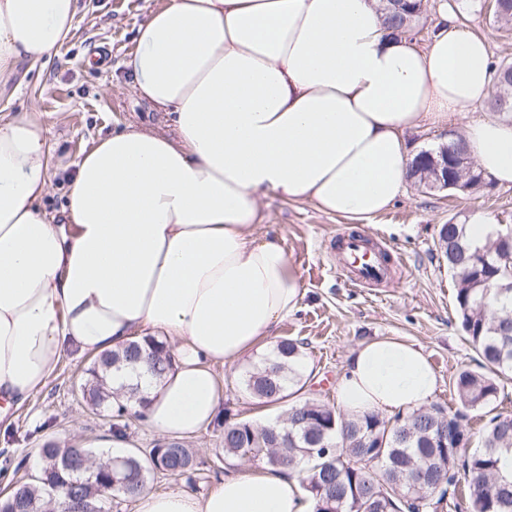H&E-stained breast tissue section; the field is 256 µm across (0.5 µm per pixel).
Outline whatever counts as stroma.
<instances>
[{
  "mask_svg": "<svg viewBox=\"0 0 512 512\" xmlns=\"http://www.w3.org/2000/svg\"><path fill=\"white\" fill-rule=\"evenodd\" d=\"M160 3L79 0L74 34L58 56L44 66L22 65L17 88L0 95L1 104L16 111L46 113L54 123L50 138L57 169L42 201L46 210L60 213L78 157L99 136L130 123H160V113L128 88L125 71L138 25ZM484 3L447 0L446 5H433L416 25L417 44L428 43L448 6L462 26L487 39L494 61L512 62V32L492 24ZM95 49L107 54L106 63L99 67L88 63ZM478 211L489 214L498 227L512 225V186L490 181L480 190L455 193L429 192L411 184L387 211L366 221L346 220L308 204L293 206L274 197L263 201V220L254 236L282 235L303 284L298 310L281 322L264 347L273 349L284 337L301 341L302 364L313 375L302 397L335 403L336 385L352 350L369 339L397 336L421 347L428 356L439 379L435 403L456 408L452 380L462 369L477 368L479 357L461 328L455 278L440 259L436 240L441 225L462 223ZM342 230L361 234L396 257L386 283L354 288L338 273V233ZM89 360V354L64 349L46 384L12 409L9 425L0 424V497L12 482L34 472L29 465L18 471L6 469V459L30 457L33 449L48 441L66 443L75 430L84 435L111 433L112 416L93 411L80 392ZM261 362V356L254 355L232 367L215 365L224 386L223 409L232 418L262 424L275 421L281 413V406L258 404L243 387L245 372ZM222 433V427L213 424L187 438L200 463L194 482L155 474L149 490L166 493L188 487L206 491L227 468Z\"/></svg>",
  "mask_w": 512,
  "mask_h": 512,
  "instance_id": "35a3bbf8",
  "label": "stroma"
}]
</instances>
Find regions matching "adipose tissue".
Here are the masks:
<instances>
[{"label":"adipose tissue","instance_id":"1","mask_svg":"<svg viewBox=\"0 0 512 512\" xmlns=\"http://www.w3.org/2000/svg\"><path fill=\"white\" fill-rule=\"evenodd\" d=\"M78 0H0V91L56 56ZM165 130L133 124L75 163L61 216L42 206L54 144L41 112L0 110V422L40 390L69 344L98 354L152 337L172 368L143 378L146 425L174 438L219 415L215 364L233 365L297 311L283 238H255L260 204L359 221L409 180L405 135L448 125L493 91L485 38L455 22L418 48L379 0H163L126 63ZM477 168L512 184V119L468 120ZM438 378L394 336L360 343L336 389L352 416L431 403ZM137 512H312L297 477L261 461L209 490L142 492Z\"/></svg>","mask_w":512,"mask_h":512}]
</instances>
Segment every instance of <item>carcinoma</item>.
<instances>
[{
	"label": "carcinoma",
	"instance_id": "carcinoma-1",
	"mask_svg": "<svg viewBox=\"0 0 512 512\" xmlns=\"http://www.w3.org/2000/svg\"><path fill=\"white\" fill-rule=\"evenodd\" d=\"M384 10L391 29L409 32L422 14L421 0L398 8L388 2ZM490 105L511 117L512 92L493 94ZM428 154L422 150L410 163L416 183L436 181ZM437 251L455 277L459 320L481 358L478 368L453 379L460 410L433 404L390 418L375 412L345 416L326 403L303 399L298 396L306 384L299 370L302 343L286 337L262 366L246 372L243 385L260 403L286 402L287 408L268 424L224 421V459L258 458L274 468L297 470L313 512H438L463 482L469 512H512V476L502 471L503 459L512 457V415L490 417L477 448L470 447L471 436L461 423L466 411L492 412L499 378L512 372V228L477 247L466 225L443 224ZM142 361L158 379L172 366L166 343L151 338L95 356L81 384L87 404L112 412V373ZM41 453L39 476L15 482L0 499V512H65L70 505L110 512L112 502L137 498L150 475L164 470L181 477L197 466L190 449L175 440L161 443L150 456L123 454L126 490L117 493L107 467L85 473L91 449L47 443Z\"/></svg>",
	"mask_w": 512,
	"mask_h": 512
}]
</instances>
